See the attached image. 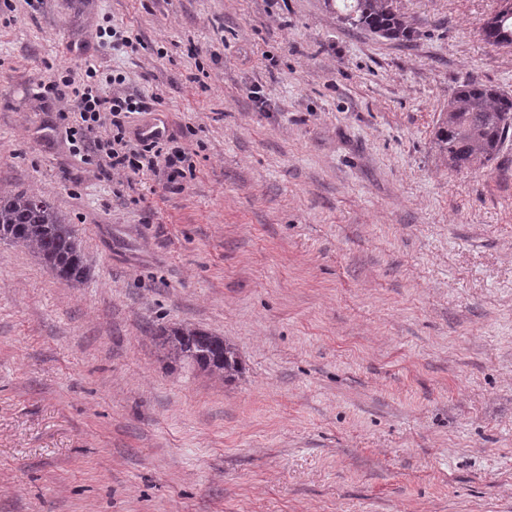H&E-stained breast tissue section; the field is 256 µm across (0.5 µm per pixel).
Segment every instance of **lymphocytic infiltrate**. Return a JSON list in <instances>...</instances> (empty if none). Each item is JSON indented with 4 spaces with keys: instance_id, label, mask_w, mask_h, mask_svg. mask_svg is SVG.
<instances>
[{
    "instance_id": "obj_1",
    "label": "lymphocytic infiltrate",
    "mask_w": 512,
    "mask_h": 512,
    "mask_svg": "<svg viewBox=\"0 0 512 512\" xmlns=\"http://www.w3.org/2000/svg\"><path fill=\"white\" fill-rule=\"evenodd\" d=\"M85 74L80 83L65 75L46 86L50 94L65 93L71 103L64 118L74 151L81 153L85 161L96 162L104 172L121 178L161 172L170 185L184 178L190 158L184 149L175 146L173 136L149 142L129 132L130 115L155 111L156 99L118 92L104 95L91 81L94 67H87Z\"/></svg>"
}]
</instances>
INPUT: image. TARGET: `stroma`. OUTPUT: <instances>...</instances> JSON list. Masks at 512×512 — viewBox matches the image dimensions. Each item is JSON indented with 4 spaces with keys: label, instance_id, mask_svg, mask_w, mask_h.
Masks as SVG:
<instances>
[{
    "label": "stroma",
    "instance_id": "obj_1",
    "mask_svg": "<svg viewBox=\"0 0 512 512\" xmlns=\"http://www.w3.org/2000/svg\"><path fill=\"white\" fill-rule=\"evenodd\" d=\"M71 2H0V192L48 196L90 267L0 242V512H512V142L461 171L434 144L463 82L512 94L503 0H396L406 44L326 0ZM89 62L158 98L180 188L74 156L44 87ZM181 324L242 375L168 364ZM510 3V8L501 9L492 19H488L483 28V38L486 43L492 46L504 47L500 45L502 39L510 37L512 47V1L505 0ZM488 22H492L489 30L485 28Z\"/></svg>",
    "mask_w": 512,
    "mask_h": 512
}]
</instances>
